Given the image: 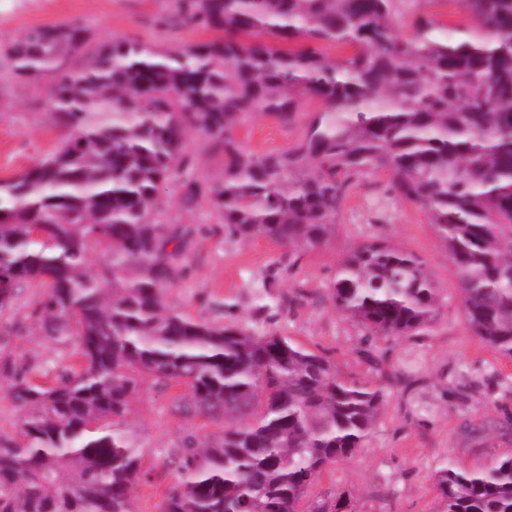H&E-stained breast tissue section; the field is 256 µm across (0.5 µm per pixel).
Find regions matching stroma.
Returning a JSON list of instances; mask_svg holds the SVG:
<instances>
[{"mask_svg":"<svg viewBox=\"0 0 512 512\" xmlns=\"http://www.w3.org/2000/svg\"><path fill=\"white\" fill-rule=\"evenodd\" d=\"M176 0H0V44L35 26L72 19L104 40L126 39L155 50L207 40L171 23ZM461 20L457 0H403L398 27L412 32L414 15ZM319 108L304 102L285 127L256 114L236 130L257 155L299 142ZM48 120L44 83L14 76L0 60V176L22 172L60 146ZM382 173L362 177L339 214L333 239L292 259L265 239L228 236L206 200L188 204L178 184L166 186L161 220L189 228L180 272L166 290L169 305L193 319L277 333L328 356L340 375L381 387V404L362 448L329 466L311 498L344 499L340 512H437V473L512 452V359L471 336L459 281L425 212L388 190ZM365 242L393 245L421 258L439 293L434 319L403 335L369 339L365 327L336 310L327 288L338 263ZM45 286H22L0 315V343L19 364L54 368L70 362V346L49 340L34 314ZM174 394L144 384L126 424L145 451L151 483L136 488V512H158L177 473L165 462L181 437L219 432L217 423L173 409Z\"/></svg>","mask_w":512,"mask_h":512,"instance_id":"obj_1","label":"stroma"}]
</instances>
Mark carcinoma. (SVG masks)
Returning <instances> with one entry per match:
<instances>
[{"label":"carcinoma","mask_w":512,"mask_h":512,"mask_svg":"<svg viewBox=\"0 0 512 512\" xmlns=\"http://www.w3.org/2000/svg\"><path fill=\"white\" fill-rule=\"evenodd\" d=\"M398 2L177 0L180 26L211 39L160 52L71 20L4 45L13 74L49 80L62 144L0 177V315L41 281V327L75 340L79 365L43 386L0 351L20 412L19 438L0 439V512H134L149 470L120 424L146 381L184 384L176 411L223 424L167 451L178 481L160 512H334L308 490L363 446L381 390L285 336L171 308L188 231L159 219L165 183L207 198L230 235L297 257L331 240L358 178L386 173L428 213L471 335L512 358V0H460L464 21L418 15L410 35ZM309 99L320 109L294 146L257 156L237 140L240 119L290 126ZM196 149L222 154L220 178L192 176ZM328 291L375 336L438 308L424 262L382 243L345 257ZM436 489L438 512H512V452L449 464Z\"/></svg>","instance_id":"1"}]
</instances>
